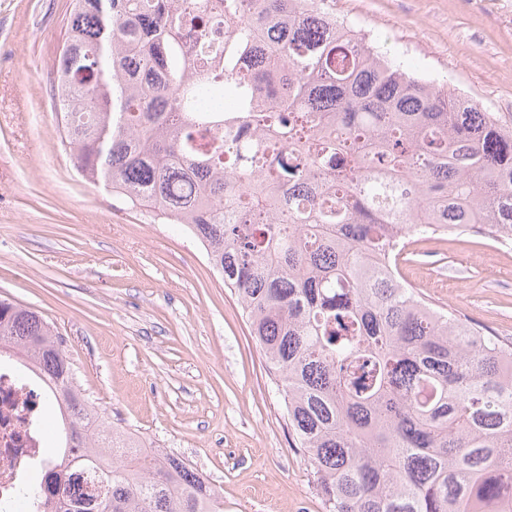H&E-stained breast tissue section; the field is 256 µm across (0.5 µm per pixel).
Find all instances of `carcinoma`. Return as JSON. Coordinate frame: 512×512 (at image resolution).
I'll use <instances>...</instances> for the list:
<instances>
[{"label": "carcinoma", "mask_w": 512, "mask_h": 512, "mask_svg": "<svg viewBox=\"0 0 512 512\" xmlns=\"http://www.w3.org/2000/svg\"><path fill=\"white\" fill-rule=\"evenodd\" d=\"M355 38L316 0H70L61 144L205 248L326 512H512V341L433 304L396 248L442 227L512 238V130ZM215 96L231 112L202 109ZM5 354L46 382L50 463L94 472V512H221L189 463L109 431L49 322L1 298ZM55 484L18 501L88 512Z\"/></svg>", "instance_id": "obj_1"}]
</instances>
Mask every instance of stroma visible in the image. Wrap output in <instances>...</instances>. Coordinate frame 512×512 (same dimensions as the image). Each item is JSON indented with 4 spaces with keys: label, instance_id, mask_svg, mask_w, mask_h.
Listing matches in <instances>:
<instances>
[{
    "label": "stroma",
    "instance_id": "1",
    "mask_svg": "<svg viewBox=\"0 0 512 512\" xmlns=\"http://www.w3.org/2000/svg\"><path fill=\"white\" fill-rule=\"evenodd\" d=\"M70 0H0V298L62 337L109 428L184 459L224 512H326L235 296L179 224L73 167L52 88ZM381 52L512 127V0H334ZM444 310L512 337V251L422 240L400 265Z\"/></svg>",
    "mask_w": 512,
    "mask_h": 512
}]
</instances>
